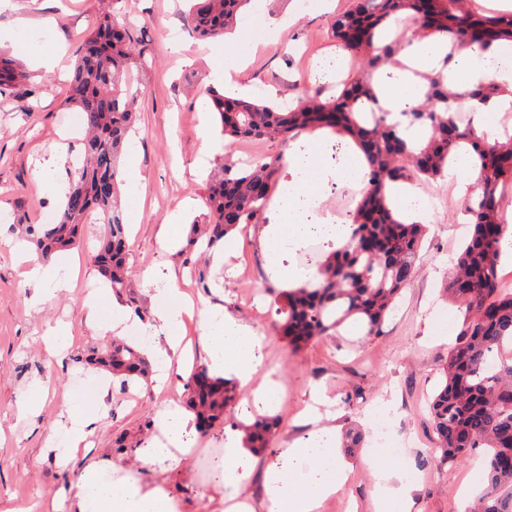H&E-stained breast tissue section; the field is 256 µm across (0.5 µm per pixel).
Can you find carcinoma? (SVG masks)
Instances as JSON below:
<instances>
[{"instance_id": "cac0c4a2", "label": "carcinoma", "mask_w": 512, "mask_h": 512, "mask_svg": "<svg viewBox=\"0 0 512 512\" xmlns=\"http://www.w3.org/2000/svg\"><path fill=\"white\" fill-rule=\"evenodd\" d=\"M249 0H193L189 18L199 37L207 39L230 31ZM421 0H354L353 8L336 16L333 29L343 48L362 55L366 75L384 73L400 65L396 58L404 41L445 38L455 53L512 41V15L483 9L475 0H430L422 12ZM147 62L146 47L127 19L103 16L84 40L75 62L69 103L81 112L85 137L81 140L86 164L69 178L70 187L53 224H27L24 238L37 254L48 259L76 244L79 229L103 224L94 265L112 295L137 306L129 282V227L118 208V162L134 131L136 95L125 80L135 61ZM22 77L17 63L0 53V94ZM424 96L403 122L377 106L375 87L350 77L334 96L316 92L288 111L281 105L224 96L208 89L211 110L217 115L224 139L288 141L298 130L327 128L349 137L365 154L368 192L350 217V231L340 248L318 269L316 283L288 292V310L281 331L296 348L315 336H335L350 318L359 319L366 335L379 336L401 290L416 271L425 224H404L394 216L385 196L391 182L435 179L448 158L463 150L481 172L473 195L463 202L473 231L458 254L444 293L464 312L461 331L448 345V358L429 403L430 430L435 456L426 466H452L477 448H486V486L470 512H512V356L499 360L494 371L489 359L502 348H512V294L499 288V245L508 231L506 211L512 206V134L483 145L461 101L499 94L504 85H479L471 92L448 88L444 71L421 75ZM429 131L420 147L406 136L410 127ZM281 158H265L245 166L224 163L208 187L205 205L210 222L202 231L192 226L186 250L207 252L225 234L241 224H257L277 182ZM374 241L378 251L366 247ZM88 361L108 368L126 387L148 376L150 364L134 343L115 338L102 351H91ZM184 405L203 423L224 416L239 395L237 384L197 370L184 385ZM276 420L243 427L246 447L266 450Z\"/></svg>"}]
</instances>
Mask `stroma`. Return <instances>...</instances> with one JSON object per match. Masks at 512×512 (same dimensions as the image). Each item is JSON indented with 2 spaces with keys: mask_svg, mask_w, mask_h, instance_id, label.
I'll use <instances>...</instances> for the list:
<instances>
[{
  "mask_svg": "<svg viewBox=\"0 0 512 512\" xmlns=\"http://www.w3.org/2000/svg\"><path fill=\"white\" fill-rule=\"evenodd\" d=\"M335 3L330 10L324 0H315L313 9L298 14L294 0H263L261 22L268 37L255 43L242 25L221 40L198 37L185 0H8L0 8V50L16 59L23 72L15 87L0 94V211L12 216L11 223H0V512L13 506L77 512L74 494L93 469L112 480L134 478L146 491L162 489L176 512H224V438L235 432L236 421L256 414L279 420L267 453L246 455L239 464L249 475L246 495L261 503L263 472L288 468L285 450L310 431L301 413L319 389L327 397L320 427L336 435L349 427L363 433L362 447L340 451L350 464L351 480L339 500L350 504L352 512H392L391 495L401 484L407 488L406 512H464L467 501L484 488V449L455 466L425 469L418 464L419 458L434 454L426 401L439 381L448 339L457 335L464 318L455 303L439 296L450 261L459 253L462 240L455 228L463 221L462 199L444 180L416 185L423 195L444 193L448 201L438 209L419 269L379 336L366 337L355 329L298 348L290 344L279 329L286 291L274 286L267 255L275 253L283 265L313 271L339 243L306 239L296 248L272 251L264 226L279 221L275 207L266 208L264 223L239 225L210 262L186 260L191 224L207 220V177L225 159L297 150L322 159L348 146L347 138L331 130L305 129L287 143L268 139L239 143L213 156L201 152L203 135H221L202 96L214 83V69L240 45H252L240 75L250 99L297 101L327 85L322 67L339 46L333 16L352 8L353 0ZM117 11L135 23L149 59L148 66L132 70L138 131L122 158V209L130 227L132 282L139 302L146 309L158 303V296L140 286L143 272L156 269L200 306L250 325L264 338L263 369L281 391L279 404L270 407L251 388H243L242 399L223 418L203 431H190L193 450L176 463L146 462L158 435L156 414L168 393L153 390L146 380L128 391L116 382L99 386L105 372L87 361L90 350L110 346L127 325L139 322L135 316L112 321L105 310L99 323L87 316L85 286L100 280L91 253L102 225H86L78 246L46 264L52 271L78 269L73 290L28 283L16 260L19 225L42 223L44 215H58L60 209L59 198L37 180V169L50 155L75 161L81 152L78 131L66 126L74 115L66 104L68 77L46 72L36 57L58 55L74 65L83 38L98 19ZM17 17L29 18L30 26L15 27ZM172 26L184 32L179 42L166 35ZM55 325L68 329L72 341L50 353L43 337ZM76 388L82 391L78 403L97 423L84 446L67 452L56 441L68 434V414L78 404L72 398ZM24 406L31 409L25 416L20 413ZM381 422L387 423L393 441L410 435L400 455L375 447Z\"/></svg>",
  "mask_w": 512,
  "mask_h": 512,
  "instance_id": "35a3bbf8",
  "label": "stroma"
}]
</instances>
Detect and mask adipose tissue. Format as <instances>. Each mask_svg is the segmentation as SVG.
<instances>
[{"instance_id":"adipose-tissue-1","label":"adipose tissue","mask_w":512,"mask_h":512,"mask_svg":"<svg viewBox=\"0 0 512 512\" xmlns=\"http://www.w3.org/2000/svg\"><path fill=\"white\" fill-rule=\"evenodd\" d=\"M448 44L438 38L415 40L399 52L404 69L394 71L392 79L374 76L373 83L381 105L390 112H405L420 100L424 89L417 78L422 70L447 69L448 84L456 88L463 84L506 83L504 61L508 55L506 45L495 43L487 49L470 48L458 53L452 65H445ZM464 108L471 113L474 125L487 143L501 138V130L495 120L496 113L512 109V94L505 92L487 101L467 99ZM287 169L294 178L286 182L285 189L276 205L282 213V221L268 225L264 231L266 240L279 245H297L305 236V215L294 205L295 200L305 194L308 185L325 183L328 174L320 166L303 170L298 168L294 156L285 159ZM144 284L159 291L162 300L155 307L148 330L163 333V343L152 344L150 353L161 359L162 367L154 375L156 389L170 387L177 380L172 360H183L186 350L176 331L184 319L198 317L200 328L209 347L206 366L216 375L235 379L241 385L253 387L254 392L267 404L279 402L280 392L276 383H257L260 362L255 356L261 339L248 325L232 316L217 315L199 308L185 296L177 295L174 289L161 285L155 272H147ZM190 417L179 405L165 406L157 416V427L162 435L152 450L156 459L178 461L188 454L190 443L186 440ZM247 448L241 436H227L224 442V498L231 501L234 512H254L252 504L243 498L247 480L240 472L238 461ZM287 454L292 461L311 460L316 465L315 477L307 486H300L292 470L270 469L263 475L266 498L262 503L264 512H319L324 500L336 496L345 486L348 471L337 459L336 439L321 429L310 431L307 437L297 441ZM78 512H172L171 499L160 490L142 491L135 482L125 480L108 481L98 472H90L76 493Z\"/></svg>"}]
</instances>
